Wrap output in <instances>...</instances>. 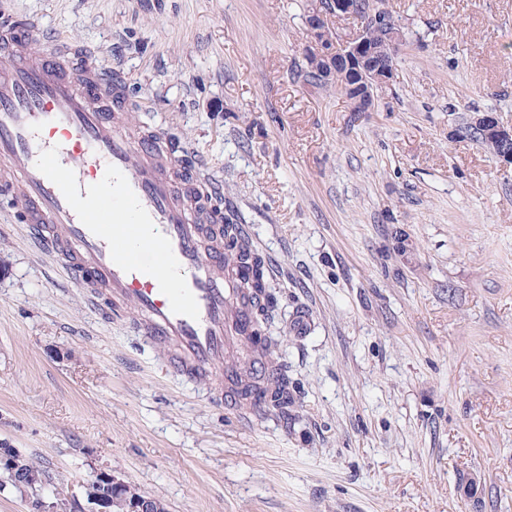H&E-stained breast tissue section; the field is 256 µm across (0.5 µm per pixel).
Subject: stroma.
I'll list each match as a JSON object with an SVG mask.
<instances>
[{"instance_id": "obj_1", "label": "stroma", "mask_w": 512, "mask_h": 512, "mask_svg": "<svg viewBox=\"0 0 512 512\" xmlns=\"http://www.w3.org/2000/svg\"><path fill=\"white\" fill-rule=\"evenodd\" d=\"M388 2L399 66L353 112L306 76L316 0H0L119 61L126 129L250 226L296 398L291 426L215 404L0 197V447L47 500L106 470L167 512H512V165L462 133L512 124V0Z\"/></svg>"}]
</instances>
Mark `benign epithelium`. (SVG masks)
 I'll return each mask as SVG.
<instances>
[{
	"instance_id": "benign-epithelium-1",
	"label": "benign epithelium",
	"mask_w": 512,
	"mask_h": 512,
	"mask_svg": "<svg viewBox=\"0 0 512 512\" xmlns=\"http://www.w3.org/2000/svg\"><path fill=\"white\" fill-rule=\"evenodd\" d=\"M359 10L361 7L354 0H322L307 16L306 60L323 82L342 79L348 83L350 111L370 112L374 108L377 90L391 83L395 68L389 61L379 62L377 49L367 43L365 26L371 21L390 28L393 47L404 41V33L388 20L382 10L367 11L362 16L358 14ZM330 15L353 21L351 34L343 39L326 40L327 17ZM472 124L500 146L499 159L506 165H512V127H505L494 112L476 114ZM2 464L9 467L16 487L26 485V465L20 454L12 448H0ZM126 487V481L101 470L82 484L80 496L66 495L60 490L56 492L55 501L49 503L40 490L25 491L23 495L28 497L32 512H110V506L122 498Z\"/></svg>"
}]
</instances>
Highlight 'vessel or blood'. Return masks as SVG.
I'll return each instance as SVG.
<instances>
[{
  "label": "vessel or blood",
  "instance_id": "obj_1",
  "mask_svg": "<svg viewBox=\"0 0 512 512\" xmlns=\"http://www.w3.org/2000/svg\"><path fill=\"white\" fill-rule=\"evenodd\" d=\"M39 35L34 19L0 14V193L80 282L136 309L175 373L220 376L225 404L247 410L230 357L253 334L239 290L249 226L225 242L223 225L197 217L196 172L166 153L162 129L126 133L120 64L64 63L52 36L30 55Z\"/></svg>",
  "mask_w": 512,
  "mask_h": 512
}]
</instances>
